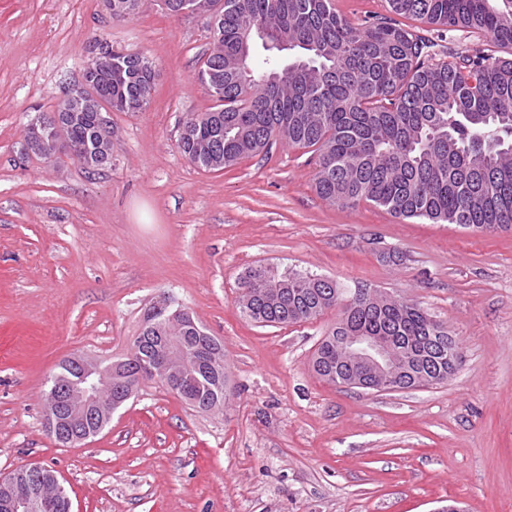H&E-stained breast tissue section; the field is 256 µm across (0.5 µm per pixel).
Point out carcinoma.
<instances>
[{
	"label": "carcinoma",
	"instance_id": "carcinoma-1",
	"mask_svg": "<svg viewBox=\"0 0 512 512\" xmlns=\"http://www.w3.org/2000/svg\"><path fill=\"white\" fill-rule=\"evenodd\" d=\"M146 0H105L112 16L138 15ZM169 13L195 14L210 24L211 50L198 70L215 102L186 116L189 135L178 148L196 166L222 170L251 158L279 138L317 155L314 184L327 203L355 208L372 203L401 219L456 224L464 229H512V57L486 50H448L435 61L443 32L468 28L512 47V0H388L392 14L436 28L409 29L392 18L353 24L334 0H171ZM268 52L254 60L256 45ZM155 89L153 61L112 52V78L94 89L117 112H139ZM108 133L96 113L78 112L65 126L78 147ZM242 313L266 326L314 320L337 308L336 282L259 264L239 279ZM390 337L401 356L417 362L403 375L413 387L428 376L448 380V327L413 302L355 299L320 342L317 375L359 376L343 359L345 338ZM157 332L138 333L137 350L117 361L130 374L152 379L147 366L160 348ZM73 360L59 365L50 384L69 387ZM226 377L187 376L176 394L205 412L226 398Z\"/></svg>",
	"mask_w": 512,
	"mask_h": 512
}]
</instances>
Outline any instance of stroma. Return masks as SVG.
Returning <instances> with one entry per match:
<instances>
[{
  "label": "stroma",
  "mask_w": 512,
  "mask_h": 512,
  "mask_svg": "<svg viewBox=\"0 0 512 512\" xmlns=\"http://www.w3.org/2000/svg\"><path fill=\"white\" fill-rule=\"evenodd\" d=\"M98 40L157 72L146 109L111 115V166L22 157L27 124L81 86ZM209 47L200 18L160 0L122 20L103 0H0V473L52 468L73 512H512V232L330 206L315 154L280 142L198 168L178 125L211 105ZM257 264L415 301L461 343L455 373L395 391L327 383L312 358L336 311L245 319L238 281ZM163 302L222 344L223 412L151 380L86 444L54 441L47 378L69 357L127 355Z\"/></svg>",
  "instance_id": "obj_1"
}]
</instances>
